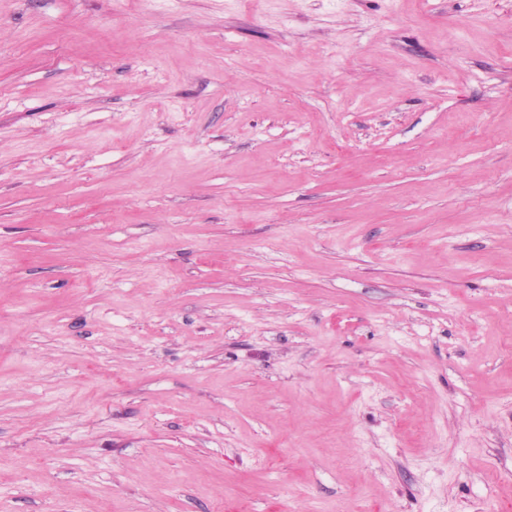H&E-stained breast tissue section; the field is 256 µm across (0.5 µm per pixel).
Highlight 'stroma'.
<instances>
[{
  "label": "stroma",
  "instance_id": "1",
  "mask_svg": "<svg viewBox=\"0 0 512 512\" xmlns=\"http://www.w3.org/2000/svg\"><path fill=\"white\" fill-rule=\"evenodd\" d=\"M0 512H512V0H0Z\"/></svg>",
  "mask_w": 512,
  "mask_h": 512
}]
</instances>
